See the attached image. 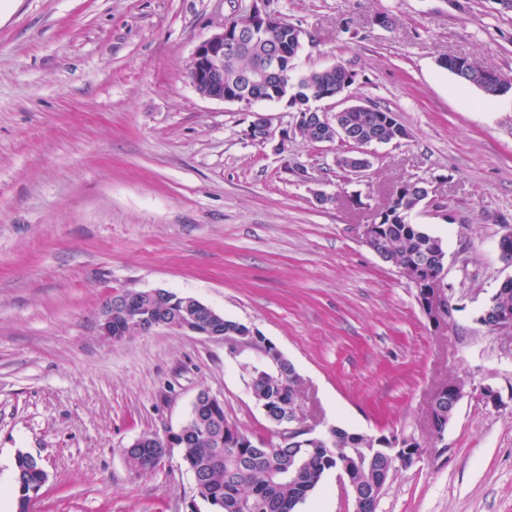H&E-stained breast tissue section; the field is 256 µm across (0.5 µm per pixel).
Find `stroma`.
Listing matches in <instances>:
<instances>
[{"label":"stroma","mask_w":512,"mask_h":512,"mask_svg":"<svg viewBox=\"0 0 512 512\" xmlns=\"http://www.w3.org/2000/svg\"><path fill=\"white\" fill-rule=\"evenodd\" d=\"M251 5L0 0V512H16L21 451L47 474L35 512H192L179 456L136 476L122 448L178 429L204 390L228 423L275 442L240 368L257 351L169 329L100 336L103 303L125 288L191 295L259 331L300 375L297 405L317 428L414 436L422 454L376 512H512V331L476 320L512 278L498 250L512 232V95L486 101L439 64L465 56L512 76V9L269 0L303 32L296 74L347 63L351 100L390 108L409 133L367 146L354 176L335 163L344 144L295 135L286 103L207 99L190 83L199 43ZM259 116L285 150L251 139ZM415 179L456 216H411L446 247L456 311L440 326L359 234ZM451 380L466 395L436 438L432 397ZM353 510L333 471L297 507Z\"/></svg>","instance_id":"1"}]
</instances>
